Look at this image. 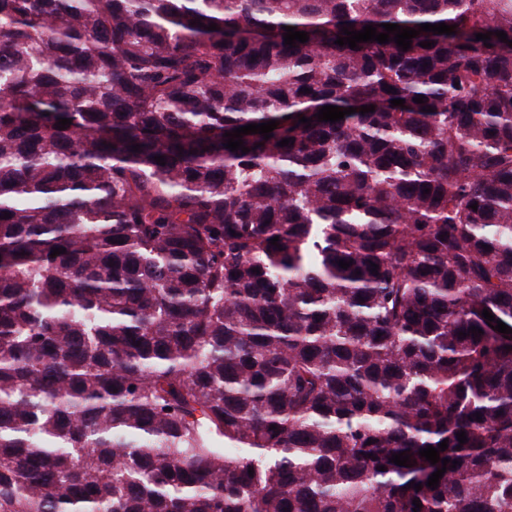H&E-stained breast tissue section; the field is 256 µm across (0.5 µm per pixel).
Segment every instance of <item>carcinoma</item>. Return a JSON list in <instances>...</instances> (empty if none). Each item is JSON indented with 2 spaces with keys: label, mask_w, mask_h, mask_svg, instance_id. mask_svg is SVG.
<instances>
[{
  "label": "carcinoma",
  "mask_w": 512,
  "mask_h": 512,
  "mask_svg": "<svg viewBox=\"0 0 512 512\" xmlns=\"http://www.w3.org/2000/svg\"><path fill=\"white\" fill-rule=\"evenodd\" d=\"M382 23L455 34L335 44ZM496 31L512 0H0V512H512Z\"/></svg>",
  "instance_id": "cac0c4a2"
}]
</instances>
